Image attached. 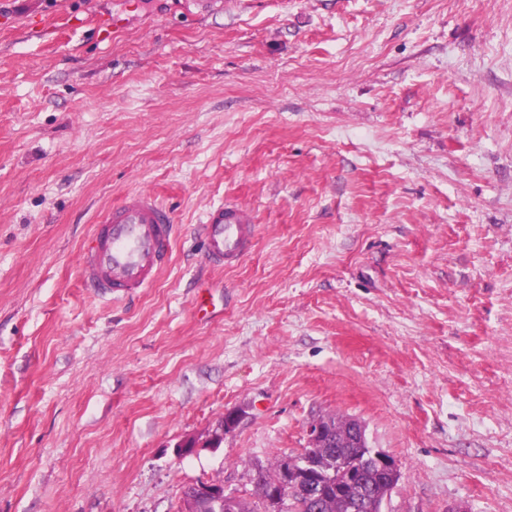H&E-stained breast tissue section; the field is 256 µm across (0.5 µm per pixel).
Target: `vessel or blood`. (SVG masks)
Listing matches in <instances>:
<instances>
[{
  "label": "vessel or blood",
  "instance_id": "obj_1",
  "mask_svg": "<svg viewBox=\"0 0 512 512\" xmlns=\"http://www.w3.org/2000/svg\"><path fill=\"white\" fill-rule=\"evenodd\" d=\"M209 258L231 265L249 250L254 227L245 210L217 204L204 215ZM174 224L168 208L152 193L131 191L100 212L81 260L84 283L106 299H121L152 287L168 262Z\"/></svg>",
  "mask_w": 512,
  "mask_h": 512
}]
</instances>
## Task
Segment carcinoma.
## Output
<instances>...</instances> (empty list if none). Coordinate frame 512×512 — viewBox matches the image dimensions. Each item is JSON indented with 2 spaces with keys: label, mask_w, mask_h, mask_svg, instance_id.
Listing matches in <instances>:
<instances>
[{
  "label": "carcinoma",
  "mask_w": 512,
  "mask_h": 512,
  "mask_svg": "<svg viewBox=\"0 0 512 512\" xmlns=\"http://www.w3.org/2000/svg\"><path fill=\"white\" fill-rule=\"evenodd\" d=\"M324 421L328 431L331 447L316 448L313 454L322 465L320 472L316 473V482L321 484V494L314 501L305 499L293 501H273L269 480L276 477L283 464H288V472L298 477L303 468L300 458L277 457L268 464H259L248 475L249 482L253 485V501L247 503L236 498L231 503L219 504L215 499H202L198 502L199 512H351L352 501L355 496V485L363 482L366 492L381 500L385 497L387 486L382 483L380 473L371 465L365 463L354 466L360 470V477L356 478L349 472H339L331 468L328 459L335 454L348 458L364 459L366 448L357 445L351 438L350 426L357 419L339 416L325 415L320 417Z\"/></svg>",
  "instance_id": "carcinoma-1"
}]
</instances>
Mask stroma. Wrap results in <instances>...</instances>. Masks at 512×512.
<instances>
[{"label": "stroma", "mask_w": 512, "mask_h": 512, "mask_svg": "<svg viewBox=\"0 0 512 512\" xmlns=\"http://www.w3.org/2000/svg\"><path fill=\"white\" fill-rule=\"evenodd\" d=\"M131 190L175 244L109 301ZM326 414L399 463L384 512H512V0H0V512L246 498ZM94 223L81 260L83 282L109 300L151 288L172 251L168 208L153 193L135 190L100 212ZM203 235L209 258L218 265H231L249 250L254 226L245 210L220 203L204 215ZM235 421L236 417L232 415L230 419L226 418L224 426L223 418L219 426L205 439L195 437L187 438L180 444V448L183 454H191L195 452L197 448H214L215 442L218 440V438H224V431L226 432L231 430L234 427ZM211 481L192 483L187 486L180 500L179 512H195V502L200 498L216 496L218 491Z\"/></svg>", "instance_id": "1"}]
</instances>
